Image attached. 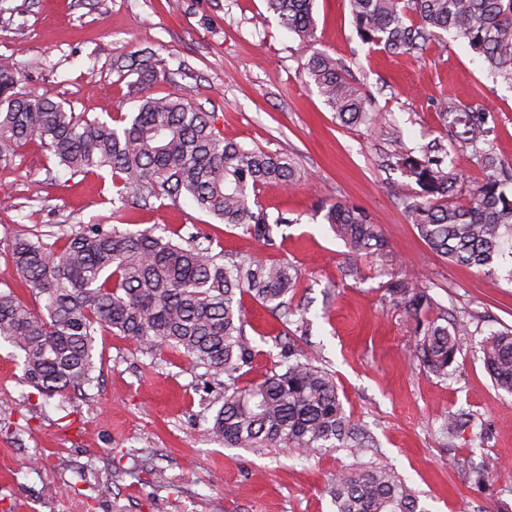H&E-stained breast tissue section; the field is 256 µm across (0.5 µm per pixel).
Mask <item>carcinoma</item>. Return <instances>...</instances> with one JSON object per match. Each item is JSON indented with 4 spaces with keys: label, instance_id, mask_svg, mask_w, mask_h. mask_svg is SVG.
<instances>
[{
    "label": "carcinoma",
    "instance_id": "cac0c4a2",
    "mask_svg": "<svg viewBox=\"0 0 512 512\" xmlns=\"http://www.w3.org/2000/svg\"><path fill=\"white\" fill-rule=\"evenodd\" d=\"M281 25L299 39L303 68L332 111L348 124L376 123L368 101L345 76V67L315 48L313 0H266ZM360 39L391 56L422 55L446 47L443 33L465 40L495 76L512 82V0H349ZM152 56L116 61L137 75V87L157 77ZM19 70L0 59V163L38 141L74 174L109 170L118 187L112 203L147 207L187 196L201 212L242 226L266 246L273 225L258 200L261 187L290 188L300 178L288 156L226 141L213 115L182 91L145 96L136 111L108 121L89 119L48 97L18 91ZM438 117L448 137L472 148L488 171L484 183L459 200L458 176L446 158L400 154L419 191L403 199L405 214L426 244L450 264L487 272L512 255V173L488 140L491 112L443 100ZM350 253L344 275L361 273L358 260L385 256L386 241L361 208L342 202L323 215ZM11 277L43 301L34 312L12 287L0 289V341L19 351L23 382L46 398L80 391L93 382L96 336L110 331L149 351L167 348L214 380L224 377V398L207 435L228 448H285L300 456L349 451L377 453L374 436L344 409L334 375L315 364L291 337L278 343L276 370L265 378L243 376L257 354L244 296L276 314L283 326L295 315L289 297L300 280L288 262L243 256L230 263L198 242L176 243L152 231H121L87 224L53 248L38 234L10 244ZM427 281L396 277L392 302L415 329L412 359L444 377L455 361L457 340L468 334L460 316L443 325L428 317L436 305ZM484 366L512 394V328L480 345ZM471 420L449 413L441 434L453 438ZM335 512H429L392 468L368 462L336 474L327 489Z\"/></svg>",
    "mask_w": 512,
    "mask_h": 512
}]
</instances>
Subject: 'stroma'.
<instances>
[{
	"label": "stroma",
	"mask_w": 512,
	"mask_h": 512,
	"mask_svg": "<svg viewBox=\"0 0 512 512\" xmlns=\"http://www.w3.org/2000/svg\"><path fill=\"white\" fill-rule=\"evenodd\" d=\"M168 2L0 0V58L18 65L23 90L104 119L138 106L117 60L152 50L178 78L151 84L149 95L190 89L225 139L295 161L293 189L259 192L262 207L291 225L268 248L184 198L119 212L112 186L71 174L31 142L0 164V278L16 235L52 244L84 224L193 235L216 252L287 261L300 273L292 306L309 325L302 342L334 374L346 412L378 441L377 463L393 467L429 512H512V394L479 352L490 333L512 327V261L488 274L433 253L405 216L401 199L417 186L396 155L401 147L418 157L447 152L460 190L481 183L485 169L450 145L436 108L445 99L491 109L490 139L512 163V83L453 37L443 53L388 56L358 37L347 0H315L317 49L346 66L378 114L373 126L346 124L265 0H180L177 11ZM337 201L366 211L388 243L386 258L364 262L359 279L343 275L348 249L320 213ZM396 276L427 279L442 310L469 316L447 378L411 361L414 328L386 291ZM245 305L258 349L248 377L259 380L277 362L272 339L282 325L259 303ZM96 349L93 385L48 399L21 383L12 347L0 345V512H334L327 485L359 460L224 447L206 434L221 388L203 369L109 331ZM451 411L469 413L472 424L450 440L440 426ZM484 457L496 472L479 482ZM104 483L112 493L101 498Z\"/></svg>",
	"instance_id": "obj_1"
}]
</instances>
